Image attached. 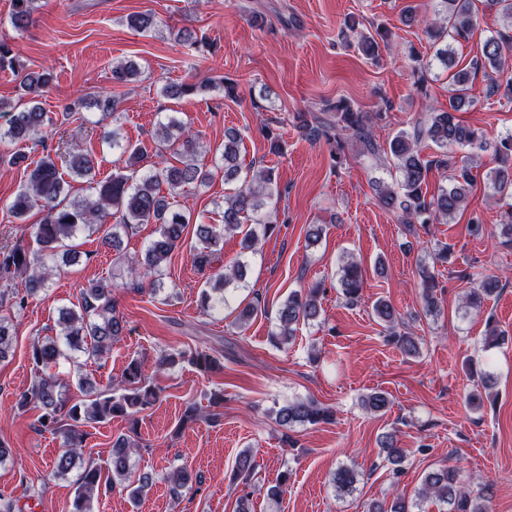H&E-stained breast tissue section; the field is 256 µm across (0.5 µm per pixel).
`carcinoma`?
Segmentation results:
<instances>
[{
	"mask_svg": "<svg viewBox=\"0 0 512 512\" xmlns=\"http://www.w3.org/2000/svg\"><path fill=\"white\" fill-rule=\"evenodd\" d=\"M478 1L484 9L512 21V0H439L435 18L425 21L424 34L436 47L435 58L448 71V109L429 113L414 125L411 133L405 130L398 132L389 143V151H383L372 134V126L386 117L385 110L381 108L373 112H356L350 105L340 102L332 108L333 114L325 117L313 112L293 113V126L308 133L315 142L325 140L331 145L332 155L339 159L346 157V149L352 141L364 153L385 155V160L395 168L397 177L391 185L377 186V202L397 215L411 234L416 224L423 228L436 223L446 224L465 209L466 199L475 182L472 159L490 148L497 162V166L486 173L493 195L502 198L512 196V133L491 144L459 117V112L474 103L471 96L472 74L480 70L490 78L489 90L497 92L503 89L507 94L512 93L511 33L499 31L487 38L481 56L462 69L458 68L455 54L448 44L450 40L460 44L470 39L476 23ZM39 2L11 0L12 26L24 29L32 24ZM127 23L139 32L155 26L154 16L150 13L133 14L127 18ZM388 37V30L381 26L361 32L358 49L366 57L375 59L379 55L380 42ZM413 61L414 84L424 93L430 64L417 57ZM139 75V66L127 61L112 67L111 79L115 84H126ZM51 79L52 73L48 70L21 74L20 87L28 99L20 110L0 101V112L10 111L8 128L0 134L1 141L13 144L28 140L51 123L39 102ZM95 104L100 110L98 122L120 119V100L102 94ZM159 126L161 140L152 152L142 144L121 145L117 139H112V147L119 148L121 155L126 157L125 165L103 181H95L96 166L91 153L76 144L68 148L66 167L71 176L95 184V195L91 197L68 198L66 181L49 154L34 167L26 168V180L10 201L9 210L20 221L25 220L36 207L43 212L40 223L33 226L37 254L17 243L0 248V308L6 305L24 307L29 296L49 286L51 277L61 266L80 261L81 253L73 240L81 233L99 231L112 219L115 220L112 233L103 237V245L115 251L120 250L121 233H128L139 224L157 225L156 236L144 254L126 260V270L134 278L133 287H147L152 291L161 288L164 268L192 233L198 241L194 262L205 277L201 305L212 310L224 307V288L245 279V265L239 261L222 271L211 272L219 245L224 242V233L236 231L249 222L261 225L265 234L272 232L274 227L269 224L263 208L273 197L281 195V190L272 170L242 169L238 163V133L232 130L225 132L223 150L209 166L200 159L195 139L175 118L170 117ZM429 142L438 149L431 158L423 154L422 148V144ZM460 151L465 155L458 156ZM434 168L446 174L449 184L439 187L437 193L429 196L424 186ZM219 170L224 172V183L236 185L234 192L224 198L221 223L192 227L184 214L175 209L174 198L185 186L204 184ZM163 186L167 187L165 193L161 192ZM418 273L424 309L433 315L439 310L435 297V274L427 266L419 267ZM15 277L24 278V292L12 288L11 280ZM339 284L346 303L351 306L357 304L364 284L363 270L357 261L350 258L342 260ZM499 286L500 281L495 277L482 278L470 289L468 304L473 308L480 307L482 300L494 295ZM322 292V284L318 283L288 295L278 309L277 323L270 333L272 345L280 347L289 343L297 325L320 317L319 295ZM261 310V298L256 294L239 310L236 322L243 326ZM373 310L401 352L409 357L417 356L419 345L415 338L396 331L400 314L391 303L380 299ZM57 323L59 333L56 336L33 343L34 379L28 390L17 395L16 405L24 408L31 402L38 404L41 425L62 434L64 451L54 459L51 472L56 477H64L80 461L86 437L84 427L114 418L134 422L138 414L157 402L159 393L147 383L142 364L136 357L129 360L118 387L111 391L98 390L88 377L78 374L77 383L85 392V398L76 403L70 402L67 396V382L40 373V368L61 360H73L78 354L99 360L110 351L113 343L120 340L125 323L113 304L111 285L98 282L82 289L76 307L59 309ZM486 327L484 346L493 348L499 344L501 334L491 313L486 317ZM12 339L9 321L0 317V361L7 358ZM181 361L204 373L223 369L220 356L199 349L165 352L159 357L158 365L161 368L172 367ZM361 406L370 413H383L389 407V398L382 391H374L361 398ZM273 413L277 424L285 429L331 419L329 409L309 399L289 401L275 408ZM138 447L140 444L134 437L120 435L112 442L107 472L84 466L77 481L71 512H93V500L111 491L119 481L126 483L132 499L142 498L152 486L153 478L148 473L131 478L130 459ZM379 454L393 466V471L401 470L405 451L397 445L394 434L382 436ZM358 477L355 470L341 467L333 474L332 482L337 493L344 495L354 490ZM190 480L187 468L174 470L169 477L173 496L179 497L181 489ZM429 499L439 502L446 512H486L484 496H473L466 491L459 480V472L447 466L427 471L411 499L397 496L388 503L373 502L369 512H416Z\"/></svg>",
	"mask_w": 512,
	"mask_h": 512,
	"instance_id": "obj_1",
	"label": "carcinoma"
}]
</instances>
